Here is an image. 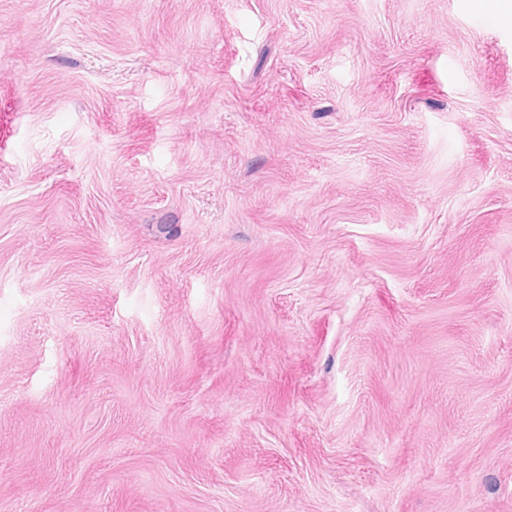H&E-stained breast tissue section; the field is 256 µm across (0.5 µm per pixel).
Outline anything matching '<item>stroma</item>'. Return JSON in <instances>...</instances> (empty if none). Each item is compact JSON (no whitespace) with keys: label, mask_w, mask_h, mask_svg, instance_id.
<instances>
[{"label":"stroma","mask_w":512,"mask_h":512,"mask_svg":"<svg viewBox=\"0 0 512 512\" xmlns=\"http://www.w3.org/2000/svg\"><path fill=\"white\" fill-rule=\"evenodd\" d=\"M497 0H0V512H512Z\"/></svg>","instance_id":"stroma-1"}]
</instances>
